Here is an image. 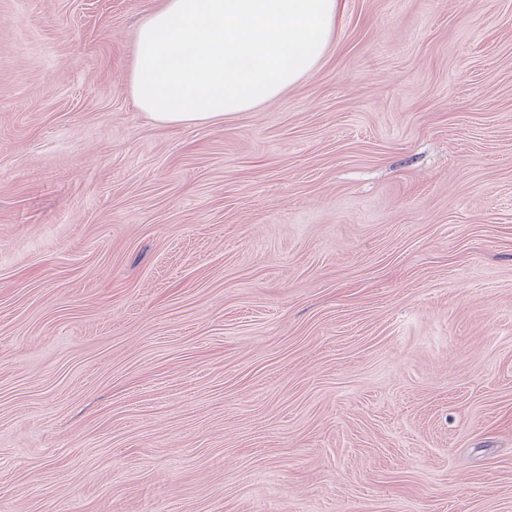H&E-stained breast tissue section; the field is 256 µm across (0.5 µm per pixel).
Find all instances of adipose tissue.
Listing matches in <instances>:
<instances>
[{
  "instance_id": "1",
  "label": "adipose tissue",
  "mask_w": 512,
  "mask_h": 512,
  "mask_svg": "<svg viewBox=\"0 0 512 512\" xmlns=\"http://www.w3.org/2000/svg\"><path fill=\"white\" fill-rule=\"evenodd\" d=\"M341 0H162L132 40L134 106L159 125L222 122L309 74Z\"/></svg>"
}]
</instances>
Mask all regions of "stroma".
I'll return each mask as SVG.
<instances>
[{"label": "stroma", "mask_w": 512, "mask_h": 512, "mask_svg": "<svg viewBox=\"0 0 512 512\" xmlns=\"http://www.w3.org/2000/svg\"><path fill=\"white\" fill-rule=\"evenodd\" d=\"M158 0H0V512H512V0H344L161 126Z\"/></svg>", "instance_id": "stroma-1"}]
</instances>
